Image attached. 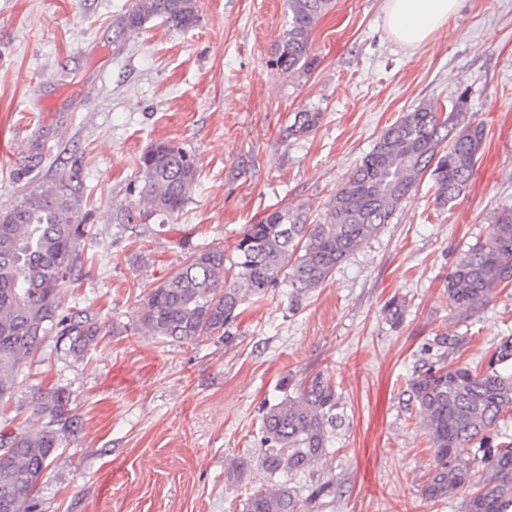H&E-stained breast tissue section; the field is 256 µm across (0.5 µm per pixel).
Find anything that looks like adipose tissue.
<instances>
[{"mask_svg":"<svg viewBox=\"0 0 512 512\" xmlns=\"http://www.w3.org/2000/svg\"><path fill=\"white\" fill-rule=\"evenodd\" d=\"M459 0H385L388 33L401 44L416 48L445 26Z\"/></svg>","mask_w":512,"mask_h":512,"instance_id":"1","label":"adipose tissue"}]
</instances>
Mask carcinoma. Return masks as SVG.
Segmentation results:
<instances>
[{
    "label": "carcinoma",
    "mask_w": 512,
    "mask_h": 512,
    "mask_svg": "<svg viewBox=\"0 0 512 512\" xmlns=\"http://www.w3.org/2000/svg\"><path fill=\"white\" fill-rule=\"evenodd\" d=\"M287 28L275 49L273 65L290 76L312 70V32L331 0H284ZM160 19L175 31L197 25V0H135L118 21L138 31ZM461 95L448 111L431 102L406 112L378 136L372 150L351 170L327 202L311 217L304 204L274 205L248 224L231 254L220 246L198 248L144 297L139 327L155 338L178 343L235 338L243 305L263 299L280 282L298 304L321 287L381 228L390 223L421 180L430 177L435 202L446 207L470 182L485 137L484 124L465 112ZM323 113L302 110L283 138L315 131ZM143 185L137 210L114 217L165 221L185 206L198 177V159L182 147L159 142L138 158ZM70 180L33 188L0 213V404L12 400L23 370L39 345L56 336V345L80 355L101 327L85 312L65 313L62 287L78 280L81 242L89 234L76 223ZM230 263L231 276H224ZM512 284V208L502 209L483 240L463 254L448 273L450 311L465 320ZM416 417L435 455L422 496L439 501L474 478L466 459L474 441L493 430L512 411V336L501 338L489 367L429 368L408 383ZM336 390L322 374L299 384L294 394L263 406L258 468L262 483L244 500V512H312V503L333 493L330 484L312 486L303 496L288 478L311 474L327 457L336 429ZM35 429L0 428V512H35L41 480L61 434L71 426L69 395L53 386L37 392ZM482 475L462 503V512H512V436L477 459Z\"/></svg>",
    "instance_id": "carcinoma-1"
}]
</instances>
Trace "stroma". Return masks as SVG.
<instances>
[{"label":"stroma","mask_w":512,"mask_h":512,"mask_svg":"<svg viewBox=\"0 0 512 512\" xmlns=\"http://www.w3.org/2000/svg\"><path fill=\"white\" fill-rule=\"evenodd\" d=\"M134 0H0V211L24 190L72 176L78 219L92 224L62 308L101 333L72 357L46 337L0 426L31 415L38 389L63 387L73 423L50 457L37 512H242L259 477L229 476L255 458L260 408L323 373L340 401L315 512H461L465 491L425 500L434 462L407 382L441 364L440 335L462 338L458 362L487 367L512 335V286L455 322L448 274L503 208L512 207V0H460L416 48L389 36L384 0H333L312 34L317 63L288 76L270 60L286 28L283 0H199L183 32L153 19L113 23ZM467 97L485 138L474 175L448 207L422 179L390 224L299 308L285 286L244 306L232 346L165 342L139 330L144 296L194 251L231 249L270 206L322 212L379 134L430 101ZM319 128L286 140L295 112ZM179 145L199 159L189 199L165 224H118L136 206L139 156ZM406 301L401 323L384 312Z\"/></svg>","instance_id":"35a3bbf8"}]
</instances>
